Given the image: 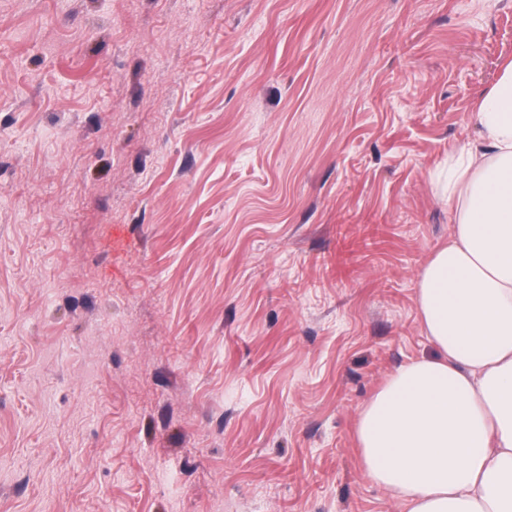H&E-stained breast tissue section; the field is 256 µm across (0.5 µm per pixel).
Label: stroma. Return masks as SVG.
I'll return each instance as SVG.
<instances>
[{
	"instance_id": "obj_1",
	"label": "stroma",
	"mask_w": 512,
	"mask_h": 512,
	"mask_svg": "<svg viewBox=\"0 0 512 512\" xmlns=\"http://www.w3.org/2000/svg\"><path fill=\"white\" fill-rule=\"evenodd\" d=\"M512 0H0V512H405L430 178Z\"/></svg>"
}]
</instances>
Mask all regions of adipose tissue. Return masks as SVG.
Listing matches in <instances>:
<instances>
[{"instance_id": "ef3b65f1", "label": "adipose tissue", "mask_w": 512, "mask_h": 512, "mask_svg": "<svg viewBox=\"0 0 512 512\" xmlns=\"http://www.w3.org/2000/svg\"><path fill=\"white\" fill-rule=\"evenodd\" d=\"M477 115L476 143L433 174L454 208L416 289L435 355L359 415L368 478L408 512H512V62Z\"/></svg>"}]
</instances>
